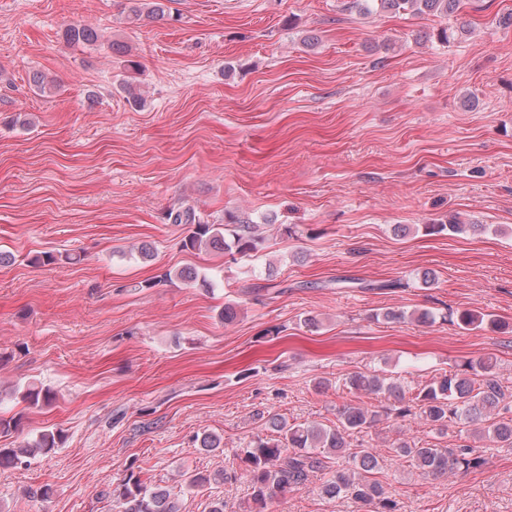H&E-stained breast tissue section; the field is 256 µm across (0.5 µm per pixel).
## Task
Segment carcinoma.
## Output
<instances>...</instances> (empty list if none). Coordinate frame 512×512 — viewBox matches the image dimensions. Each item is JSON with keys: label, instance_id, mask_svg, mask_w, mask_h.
<instances>
[{"label": "carcinoma", "instance_id": "carcinoma-1", "mask_svg": "<svg viewBox=\"0 0 512 512\" xmlns=\"http://www.w3.org/2000/svg\"><path fill=\"white\" fill-rule=\"evenodd\" d=\"M350 0L349 8L365 13L407 12L412 15H431L449 18L464 5V0ZM130 19L134 22L159 23L170 20L163 0H142L130 8ZM64 38L71 45H88L99 39L97 29L85 24L69 25ZM167 220L173 224H187L189 234L184 247L193 250L206 248L220 252L230 260L257 249L258 238L252 234L250 225H242L240 231L226 238L225 225L203 224L196 218L191 207L171 210ZM472 228L470 224L458 222L451 216L446 223L425 224L429 235L444 233L464 234ZM189 282H201L207 288L212 284L199 277L196 270L183 268L158 274L145 284L151 288L167 282L172 276ZM453 324L461 329L479 327L483 324L491 329L501 327L493 318H484L471 311L457 313ZM346 385L356 392L381 393L398 403L395 415L413 416L424 422L430 430L439 434L448 430V423L463 421L474 426L473 435L488 439L496 448H512V391L503 385L495 371L493 360H467L433 379L414 395L406 396L403 387L378 374L356 373L346 380ZM264 420L267 435H257L249 444L235 452L238 468L249 476L252 494L244 512H265L268 501L275 491L306 485L310 478L321 475L318 492L325 499L346 497L361 505H368L373 512H397V504L385 495L382 486L373 479L379 462L367 448H353L348 438L355 432L374 427L381 415L366 407L348 405L340 413V425L335 428L321 424H290L279 414L260 415ZM487 426H481V423ZM61 431L43 430L35 439L19 448H0V467L28 465V460L38 455H47L63 443ZM394 452L417 471L430 476L467 473L478 469L486 459L476 448L460 444L454 448H439L427 442L398 440L393 443ZM237 468L213 473H185L183 483L188 487L224 484L235 480ZM110 496L118 512H181V500L172 490L148 485L134 473L127 474L112 489Z\"/></svg>", "mask_w": 512, "mask_h": 512}]
</instances>
